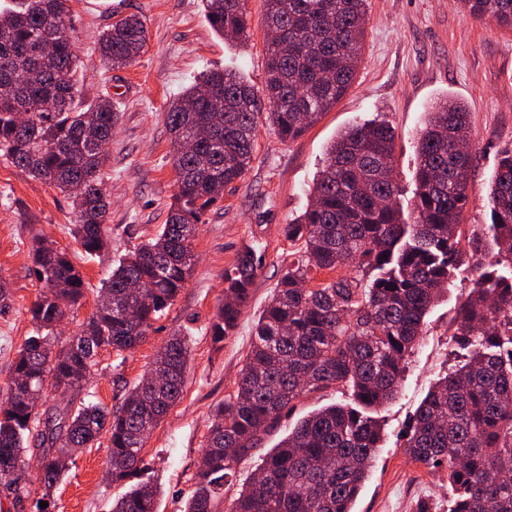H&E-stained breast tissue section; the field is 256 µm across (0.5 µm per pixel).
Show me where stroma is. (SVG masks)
I'll use <instances>...</instances> for the list:
<instances>
[{
  "label": "stroma",
  "mask_w": 512,
  "mask_h": 512,
  "mask_svg": "<svg viewBox=\"0 0 512 512\" xmlns=\"http://www.w3.org/2000/svg\"><path fill=\"white\" fill-rule=\"evenodd\" d=\"M75 53L84 75L81 101L109 97L117 115L104 167L110 246L84 258L68 232L76 220L71 202L55 186L0 157V278L12 300L0 308V402L7 396L11 364L34 325L28 312L41 290L29 249L42 236L67 250L87 291L59 337L67 343L93 312L97 290L112 264L165 223L175 191L165 114L170 99L209 69L244 74L255 87L266 77L264 0H248L249 38L225 42L204 17L201 0H71ZM141 17L148 29L143 53L115 68L104 61L97 40L117 15ZM448 96L470 112L468 138L474 156L468 221L481 224L488 212V187L500 151L512 146V29L489 18L464 16L458 0H368L362 59L348 94L296 141L285 143L266 124L257 127L254 157L234 190L211 210L195 241L196 266L150 336L125 358L104 350L87 386L69 394L73 403L93 400L118 410L148 371L160 348L178 334L192 337L183 393L147 440L143 455L154 467L159 512H181L196 482L197 466L211 425V412L236 390L256 320L283 274L292 245L284 227L310 202L309 187L337 132L355 122L383 119L395 131L393 173L409 209L417 165L416 140L434 102ZM254 242L262 256L235 333L213 344L208 333L224 297V271L242 243ZM473 284L458 276L427 317L424 335L408 359L400 391L384 411V446L354 506V512H448V475L411 461L404 435L430 386L457 361L449 339L454 312ZM335 389L305 394L285 413L277 436L263 438L268 451L310 412L342 401ZM109 452L84 449L56 486L47 512H110L125 492L108 476Z\"/></svg>",
  "instance_id": "35a3bbf8"
}]
</instances>
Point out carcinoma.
Instances as JSON below:
<instances>
[{"label": "carcinoma", "instance_id": "1", "mask_svg": "<svg viewBox=\"0 0 512 512\" xmlns=\"http://www.w3.org/2000/svg\"><path fill=\"white\" fill-rule=\"evenodd\" d=\"M70 0H17L0 10V156L56 186L71 199L70 233L89 256L107 246V204L99 141L112 139V100L74 105L76 80ZM223 38H248V0H202ZM471 18L512 28V0H460ZM279 38L267 47L266 79L255 90L224 69L204 74L170 104L165 122L177 179L166 223L123 255L98 289L95 310L62 348L56 326L82 305L84 280L69 254L43 237L31 247L42 290L30 309L35 326L12 367L0 404V495L23 506L31 495L24 456L35 442L41 500L73 456L109 438L112 481L129 489L112 512H157V489L139 480L149 469L146 439L183 392L190 339L174 336L150 373L128 390L120 410L91 401L38 408L45 387L69 394L88 383L99 351L121 356L149 335L153 322L185 287L195 265L198 225L251 164L254 131L264 118L283 141L303 135L355 81L367 25L366 0H266ZM145 23L126 16L99 40L114 66L144 50ZM30 113L27 124L17 113ZM470 113L444 98L417 145L410 219L395 207L399 186L379 175L391 162L394 131L383 121L336 134L310 188L312 203L285 228L303 250L288 263L255 326L235 395L213 413L198 480L183 512H220L224 485L257 451L261 435L303 395L336 388L350 402L304 417L269 449L258 481L245 480L227 512H353L382 448L380 413L398 395L407 361L440 290L464 266L473 286L450 322L465 351L430 387L406 434L415 463L447 469L448 512H512V147L490 183V223L465 222L472 153L456 143ZM261 256L245 244L224 270L225 300L209 324L217 345L235 331L251 299ZM351 262L362 277L340 276L303 288L314 271ZM147 286L140 302L131 284Z\"/></svg>", "mask_w": 512, "mask_h": 512}]
</instances>
